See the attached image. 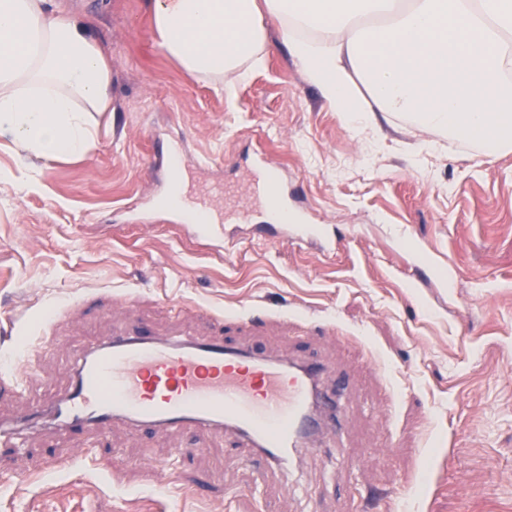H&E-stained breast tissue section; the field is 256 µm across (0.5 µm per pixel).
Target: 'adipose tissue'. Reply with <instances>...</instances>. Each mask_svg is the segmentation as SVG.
Segmentation results:
<instances>
[{
    "instance_id": "adipose-tissue-1",
    "label": "adipose tissue",
    "mask_w": 512,
    "mask_h": 512,
    "mask_svg": "<svg viewBox=\"0 0 512 512\" xmlns=\"http://www.w3.org/2000/svg\"><path fill=\"white\" fill-rule=\"evenodd\" d=\"M155 44L191 75L222 82L262 62L278 22L295 66L349 126L362 74L376 111L423 132L512 147V0H147ZM112 109V70L64 0H0V136L21 160L85 157L93 114ZM375 111V112H376Z\"/></svg>"
}]
</instances>
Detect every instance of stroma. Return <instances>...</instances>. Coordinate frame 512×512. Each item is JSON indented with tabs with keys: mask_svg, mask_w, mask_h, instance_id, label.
<instances>
[{
	"mask_svg": "<svg viewBox=\"0 0 512 512\" xmlns=\"http://www.w3.org/2000/svg\"><path fill=\"white\" fill-rule=\"evenodd\" d=\"M77 2L112 63L93 152L35 174L0 137V355L55 342L30 401L48 404L80 349L131 325L210 336L217 318L257 311L225 337L327 363L347 415L290 473L200 432L29 429L24 450L0 447V512H512V150L486 155L405 117L380 120L379 138L351 128L272 21L227 102L155 45L145 0ZM174 146L190 185L224 182L238 205L255 159L278 168L335 251L271 249L231 223L220 240L181 229L151 204ZM108 457L106 475L94 461Z\"/></svg>",
	"mask_w": 512,
	"mask_h": 512,
	"instance_id": "stroma-1",
	"label": "stroma"
}]
</instances>
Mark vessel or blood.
Returning <instances> with one entry per match:
<instances>
[{
	"label": "vessel or blood",
	"mask_w": 512,
	"mask_h": 512,
	"mask_svg": "<svg viewBox=\"0 0 512 512\" xmlns=\"http://www.w3.org/2000/svg\"><path fill=\"white\" fill-rule=\"evenodd\" d=\"M252 174L261 182L259 210L276 230L271 245L321 241L335 249L323 226L289 213L278 169L260 163ZM179 217L197 236L224 231L204 222L196 204ZM6 364L9 375L0 387L23 397L30 366L12 358ZM325 379V366L315 360H276L225 343L220 335L175 338L137 326L82 353L55 402V425L102 435L118 420L136 438L179 429L222 433L254 448L267 464L293 471L344 419L338 394L326 389Z\"/></svg>",
	"instance_id": "1"
}]
</instances>
